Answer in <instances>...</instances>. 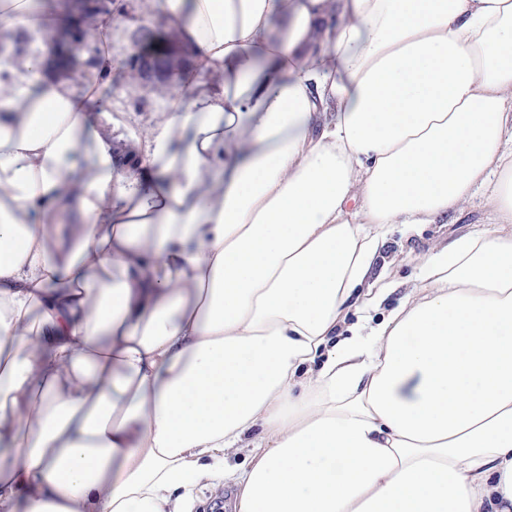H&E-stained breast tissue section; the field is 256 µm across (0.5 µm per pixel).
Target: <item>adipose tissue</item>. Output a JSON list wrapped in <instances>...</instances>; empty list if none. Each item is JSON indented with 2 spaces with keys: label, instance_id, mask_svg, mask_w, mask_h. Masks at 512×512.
Returning <instances> with one entry per match:
<instances>
[{
  "label": "adipose tissue",
  "instance_id": "ef3b65f1",
  "mask_svg": "<svg viewBox=\"0 0 512 512\" xmlns=\"http://www.w3.org/2000/svg\"><path fill=\"white\" fill-rule=\"evenodd\" d=\"M164 10L188 76L122 154L115 15L77 89L0 0V512H512V0ZM475 200L347 326L390 225ZM233 490L222 485L209 486L196 493L194 512H234ZM222 502V503H221ZM222 507V511H214Z\"/></svg>",
  "mask_w": 512,
  "mask_h": 512
}]
</instances>
